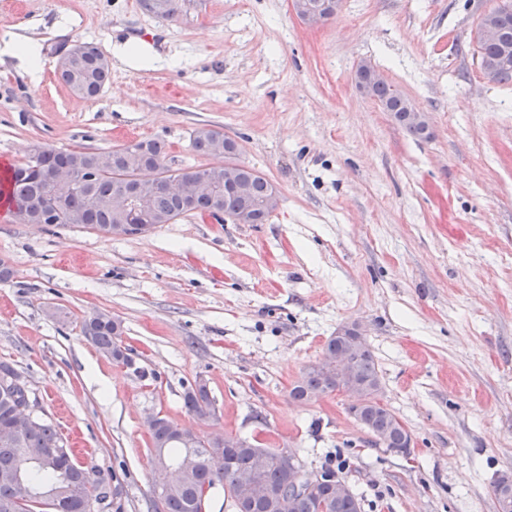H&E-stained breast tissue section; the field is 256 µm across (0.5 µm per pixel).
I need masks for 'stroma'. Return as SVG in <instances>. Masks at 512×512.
I'll return each mask as SVG.
<instances>
[{"mask_svg":"<svg viewBox=\"0 0 512 512\" xmlns=\"http://www.w3.org/2000/svg\"><path fill=\"white\" fill-rule=\"evenodd\" d=\"M496 0H342L325 25L289 0H191L174 21L138 0H0V170L54 146L157 140L204 167L194 131L237 141L279 191L266 223L187 215L137 238L16 224L0 207V362L80 466L115 474L121 512H152L153 411L197 433L296 450L344 477L362 512H497L512 474V85L487 81L478 15ZM34 35L32 72L5 54ZM79 42L130 44L94 99L57 76ZM370 62L423 112L417 139L359 92ZM120 321L132 366L84 336ZM359 323L385 403L411 431L389 451L333 393L290 390L341 324ZM204 379L218 422L187 415Z\"/></svg>","mask_w":512,"mask_h":512,"instance_id":"obj_1","label":"stroma"}]
</instances>
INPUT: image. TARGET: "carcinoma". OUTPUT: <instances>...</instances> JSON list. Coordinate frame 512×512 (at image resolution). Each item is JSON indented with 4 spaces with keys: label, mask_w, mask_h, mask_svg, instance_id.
Segmentation results:
<instances>
[{
    "label": "carcinoma",
    "mask_w": 512,
    "mask_h": 512,
    "mask_svg": "<svg viewBox=\"0 0 512 512\" xmlns=\"http://www.w3.org/2000/svg\"><path fill=\"white\" fill-rule=\"evenodd\" d=\"M164 3L163 17H177L187 0H140L149 14L158 12L157 2ZM492 24L500 28L502 38L497 43L475 42V52L480 64L494 70V82L512 84V0L499 3L483 13L476 26ZM80 60L72 67H58L59 78L70 90L83 98L99 95L110 78V70L98 64L101 52L97 46L80 44ZM356 83L364 84L365 94L374 99L383 111L411 135L426 138L422 124L412 116L413 105L396 86L380 81L361 69L356 70ZM191 149L198 154L217 155L229 151L227 160L235 161L238 145L223 133L202 127L191 139ZM164 145L157 140L139 141L108 151H77L44 146L30 159L10 169L0 182V196L8 200L12 221L16 224H40L39 212L53 207L54 199L46 193L44 177L66 167L79 174L92 173L93 180L83 191L64 195L61 224H77L95 230H109L115 224H170L186 215H209L222 221L219 214L227 216L247 213V223L264 224L277 208L272 199L271 182L245 163H237V178L245 185L246 193L224 187V171L215 175L219 191L204 192L188 200L175 198L159 190L147 201L144 212H130L125 216L112 212V194L132 187L140 177L168 180L173 178L195 179L201 172L192 166L173 169L165 163ZM83 333L93 337L98 349L117 357L122 348L113 318L89 319L83 324ZM357 370L362 381L371 389L370 400L363 405L354 419L367 432L376 436L389 450L396 453L408 451L407 439L396 423L394 412L379 406L381 382L378 364L370 348L357 355ZM336 389V380L322 370L311 366L296 382L290 396L297 401L309 399L322 390ZM28 393L19 388L0 386V433L10 432L14 426L17 405L27 400ZM186 413L199 423L208 425L219 420L215 403L207 383L197 381L183 394ZM152 448L163 451L172 461L188 465V472L175 485L164 492L163 512H205L208 498L205 491L220 484L233 502L235 512H310V503L321 500L326 512H360L361 499L357 494L342 497L336 493V472L328 469L319 474L306 475L311 484L309 495L300 497L290 493L288 503L280 510L271 506L264 494L241 495L234 487L238 477L258 473L259 485L264 490L280 491L288 488L290 478L285 464L284 449L259 448L240 437L237 447L227 448L212 441L210 435L181 439L171 431V420L158 417L148 427ZM211 445L223 456V466L212 469L201 458V448ZM263 456L261 470H256L257 456ZM8 464L31 487L30 503L18 512H46L41 505L52 501L51 512H78L74 502L65 495L70 486H82L89 493H96L100 503L107 499L109 478L88 471L75 463L70 448L58 433L53 422L38 415L37 422L22 434L6 441L0 440V467Z\"/></svg>",
    "instance_id": "1"
}]
</instances>
